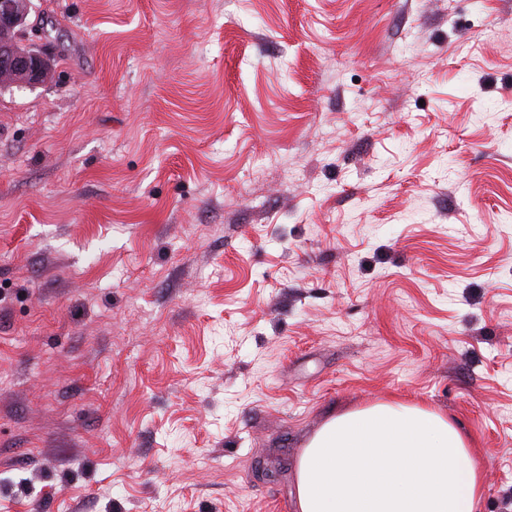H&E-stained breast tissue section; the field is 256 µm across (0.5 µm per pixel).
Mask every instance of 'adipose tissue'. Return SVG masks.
Wrapping results in <instances>:
<instances>
[{
    "label": "adipose tissue",
    "instance_id": "adipose-tissue-1",
    "mask_svg": "<svg viewBox=\"0 0 512 512\" xmlns=\"http://www.w3.org/2000/svg\"><path fill=\"white\" fill-rule=\"evenodd\" d=\"M295 512H479L482 474L446 415L379 401L330 416L295 471Z\"/></svg>",
    "mask_w": 512,
    "mask_h": 512
}]
</instances>
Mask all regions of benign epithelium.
Listing matches in <instances>:
<instances>
[{"mask_svg":"<svg viewBox=\"0 0 512 512\" xmlns=\"http://www.w3.org/2000/svg\"><path fill=\"white\" fill-rule=\"evenodd\" d=\"M32 7V0H0V83L16 80L18 85L40 83L48 64L42 54L21 50L4 41L6 35H19Z\"/></svg>","mask_w":512,"mask_h":512,"instance_id":"1","label":"benign epithelium"}]
</instances>
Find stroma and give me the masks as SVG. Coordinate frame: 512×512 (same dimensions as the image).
I'll return each instance as SVG.
<instances>
[{
	"label": "stroma",
	"mask_w": 512,
	"mask_h": 512,
	"mask_svg": "<svg viewBox=\"0 0 512 512\" xmlns=\"http://www.w3.org/2000/svg\"><path fill=\"white\" fill-rule=\"evenodd\" d=\"M0 87V512H293L448 414L512 512V0H33ZM274 479H267L266 471Z\"/></svg>",
	"instance_id": "obj_1"
}]
</instances>
